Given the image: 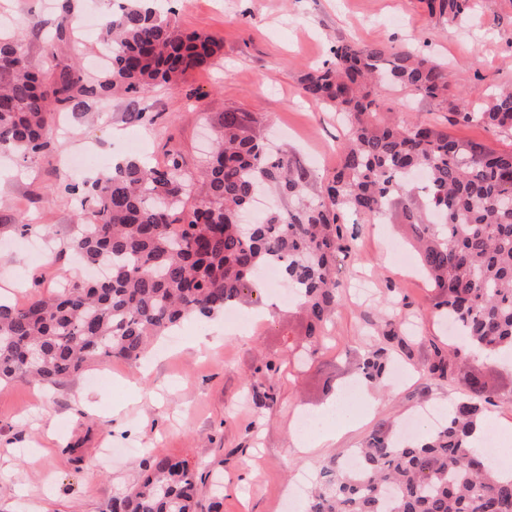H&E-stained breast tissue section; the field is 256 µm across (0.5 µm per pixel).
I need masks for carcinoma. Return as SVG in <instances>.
I'll return each instance as SVG.
<instances>
[{"mask_svg": "<svg viewBox=\"0 0 512 512\" xmlns=\"http://www.w3.org/2000/svg\"><path fill=\"white\" fill-rule=\"evenodd\" d=\"M424 2L429 18L450 24L476 5ZM102 34L111 65L96 88L76 70L35 69L19 40L0 38V153L35 157L50 146L55 108L114 91L145 96L212 65L221 48L214 37L177 32L153 0H130L103 20ZM301 83L347 121L340 163L319 196H307L311 172L270 150L247 112L224 113L196 176L175 147L162 164L115 162L84 186L78 231L68 241L86 266L109 265L110 276L67 281L24 305L0 301V383L57 384L112 357L135 366L183 321L210 318L260 290L259 274L270 265L294 288L312 338L340 305L336 257L354 241L345 224L353 216L376 221L396 205L416 230L432 308L484 358L511 353L512 150L459 140L435 124L390 122L377 92L393 87L437 102L450 125L509 136L512 89L470 108L452 90L447 67L424 51L346 40ZM261 185L297 206L238 223ZM457 358L437 349L428 372L451 377ZM387 367L380 347L359 360L357 372L379 385ZM469 389L473 396L418 439L392 437L383 421L357 448V469L334 458L321 463L305 512H512V475L496 471L477 434L494 402L479 380ZM117 501L119 512H198L196 473L181 460L155 459Z\"/></svg>", "mask_w": 512, "mask_h": 512, "instance_id": "carcinoma-1", "label": "carcinoma"}]
</instances>
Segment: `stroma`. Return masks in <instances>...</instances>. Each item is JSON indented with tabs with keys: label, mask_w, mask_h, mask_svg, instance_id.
Masks as SVG:
<instances>
[{
	"label": "stroma",
	"mask_w": 512,
	"mask_h": 512,
	"mask_svg": "<svg viewBox=\"0 0 512 512\" xmlns=\"http://www.w3.org/2000/svg\"><path fill=\"white\" fill-rule=\"evenodd\" d=\"M160 7L179 30L221 41L213 66L144 100L110 97L106 112L98 98H86L54 115L48 154L24 164L0 155V294L16 303L86 276L66 247L85 176L64 162L77 153L109 163L127 156L128 142L138 138L139 158L163 162L174 146L194 172L225 112H248L313 171V197L338 162L345 128L333 110L306 98L301 76L336 41L421 46L446 63L453 90L475 104L512 85V0H479L455 25L429 18L422 0H161ZM116 8L115 0H0V35H22L37 68L58 73L75 65L95 81L105 74L97 59L106 47L85 20ZM69 18L75 26L56 38L58 23ZM380 99L398 120L445 121L431 101L387 91ZM22 220L30 231H20ZM411 233L398 209L382 223L359 225L353 250L337 258L342 302L320 341L307 337L296 303L269 308L267 292L257 291L239 308L241 329L220 316L187 321L140 367L113 358L53 387L1 385L0 512H112L114 498L158 456L203 472L201 497L220 493L221 512H302L289 496L319 461L345 455L382 421L395 432H426L423 410L453 407L473 377L496 401L483 420L495 462L512 469L503 435L512 428V361L472 358L449 380L428 373L435 349L460 341L432 314L415 263L396 258ZM393 316L406 329L405 346L383 338ZM381 345L402 376L373 389L354 429L317 448L300 446L299 416L317 418L343 397L358 359ZM268 361L275 375L263 371Z\"/></svg>",
	"instance_id": "1"
}]
</instances>
